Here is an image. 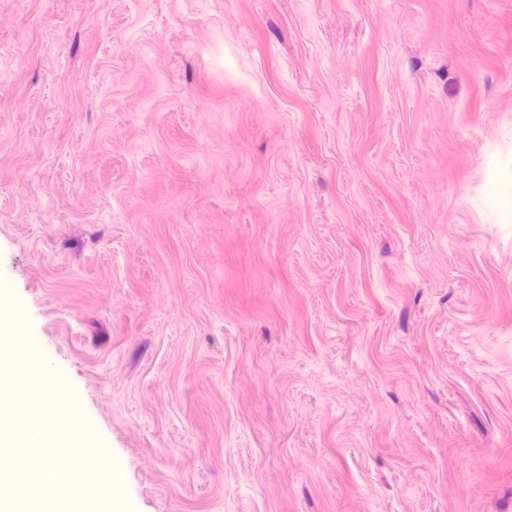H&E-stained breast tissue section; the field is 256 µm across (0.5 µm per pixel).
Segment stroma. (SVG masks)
<instances>
[{"instance_id":"obj_1","label":"stroma","mask_w":512,"mask_h":512,"mask_svg":"<svg viewBox=\"0 0 512 512\" xmlns=\"http://www.w3.org/2000/svg\"><path fill=\"white\" fill-rule=\"evenodd\" d=\"M512 0H0V335L115 512H512ZM484 189L488 206L512 222V159L490 162L484 172Z\"/></svg>"}]
</instances>
